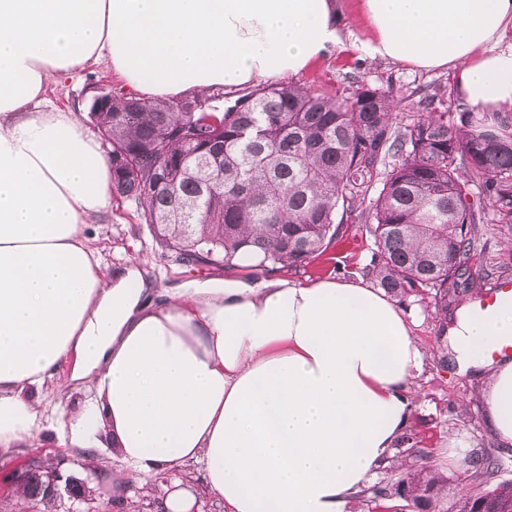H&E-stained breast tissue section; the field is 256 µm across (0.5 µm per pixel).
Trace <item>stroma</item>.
<instances>
[{
    "label": "stroma",
    "instance_id": "stroma-1",
    "mask_svg": "<svg viewBox=\"0 0 512 512\" xmlns=\"http://www.w3.org/2000/svg\"><path fill=\"white\" fill-rule=\"evenodd\" d=\"M339 9V24L345 34L344 48L314 61L294 77V84L331 90L344 97L349 96L361 80L374 87L390 86L401 92L396 111L403 120L421 112L423 98L436 87H443L449 99H456L449 71L418 69L359 55L355 43L370 34L359 0H340ZM95 79L111 82L116 88L124 85L106 63H88L71 78L51 84L46 98L59 108L88 106L89 87ZM84 234L87 245L100 255L103 264L117 268L136 263L144 278L157 288L168 290L191 280L204 281L218 276L217 271L207 267L161 257L155 250L148 225L139 222L134 206L116 197L112 198L109 210L101 220L86 225ZM478 235L486 244L479 256V265H493L496 277L512 279V233L486 222L479 225ZM370 259L371 239L365 225L349 220L345 223L343 237L325 255L306 266L280 270L279 275L293 280L345 279L361 273ZM407 305L416 322L413 335L424 352L422 371L412 384L410 424L428 452L425 466L447 479L448 495L453 498L463 486L466 472L460 458L448 456L449 439L460 441L463 456L473 458L494 439L485 422L483 400V390L491 371L485 368L477 373L462 374L452 360L437 365L434 357L445 347L444 341L436 337L439 314L433 303L426 299L411 296ZM58 452L66 458L63 476H86L87 471L79 463L76 449L60 447L53 439L40 437L0 454V512H30L18 502L15 476L31 462H50Z\"/></svg>",
    "mask_w": 512,
    "mask_h": 512
}]
</instances>
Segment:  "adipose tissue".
<instances>
[{
  "mask_svg": "<svg viewBox=\"0 0 512 512\" xmlns=\"http://www.w3.org/2000/svg\"><path fill=\"white\" fill-rule=\"evenodd\" d=\"M359 49L449 69L469 108L512 107V0H361ZM333 0H0V449L37 437L113 461L115 493L194 466L225 512H348L409 423L423 351L364 278L195 282L163 294L111 272L85 224L111 165L79 110H37L49 83L106 62L152 98L278 79L342 45ZM512 339V302L451 334L459 373ZM85 398L43 392L64 361ZM512 442V357L485 391Z\"/></svg>",
  "mask_w": 512,
  "mask_h": 512,
  "instance_id": "ef3b65f1",
  "label": "adipose tissue"
}]
</instances>
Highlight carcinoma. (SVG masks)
I'll use <instances>...</instances> for the list:
<instances>
[{
    "instance_id": "cac0c4a2",
    "label": "carcinoma",
    "mask_w": 512,
    "mask_h": 512,
    "mask_svg": "<svg viewBox=\"0 0 512 512\" xmlns=\"http://www.w3.org/2000/svg\"><path fill=\"white\" fill-rule=\"evenodd\" d=\"M396 97L364 82L347 97L261 86L219 110L222 92L163 101L114 90L89 113L112 157V194L135 202L162 255L222 270L247 248L264 271L301 267L342 234L337 214L353 213L373 238L377 286L402 301L431 294L444 337L460 294L479 285L463 265L478 250L476 224L491 213L512 231V113L456 117L436 89L399 125ZM418 444L405 433L402 466L389 467L400 477L360 491L372 512L385 501L389 512H446L443 478L417 467ZM499 469L497 449L468 468L456 512H512Z\"/></svg>"
}]
</instances>
